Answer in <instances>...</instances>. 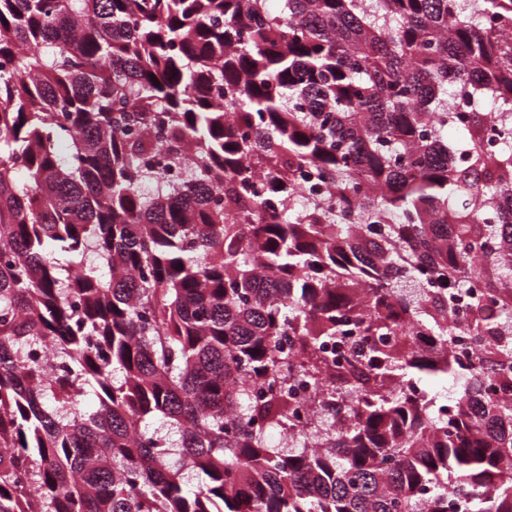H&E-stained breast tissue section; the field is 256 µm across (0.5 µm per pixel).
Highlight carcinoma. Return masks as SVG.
<instances>
[{
    "mask_svg": "<svg viewBox=\"0 0 512 512\" xmlns=\"http://www.w3.org/2000/svg\"><path fill=\"white\" fill-rule=\"evenodd\" d=\"M269 2L0 0V512H512V0Z\"/></svg>",
    "mask_w": 512,
    "mask_h": 512,
    "instance_id": "1",
    "label": "carcinoma"
}]
</instances>
